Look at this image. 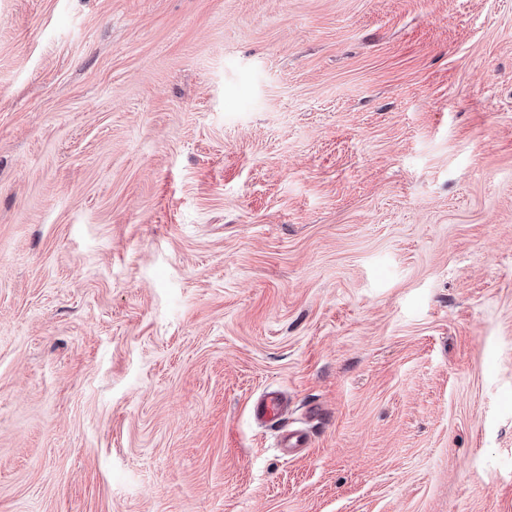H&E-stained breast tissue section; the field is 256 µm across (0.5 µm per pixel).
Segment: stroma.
Instances as JSON below:
<instances>
[{
	"label": "stroma",
	"instance_id": "stroma-1",
	"mask_svg": "<svg viewBox=\"0 0 512 512\" xmlns=\"http://www.w3.org/2000/svg\"><path fill=\"white\" fill-rule=\"evenodd\" d=\"M0 512H512V0H0ZM286 408L287 404L283 396L278 392H270L258 401L254 416L265 423H282Z\"/></svg>",
	"mask_w": 512,
	"mask_h": 512
}]
</instances>
